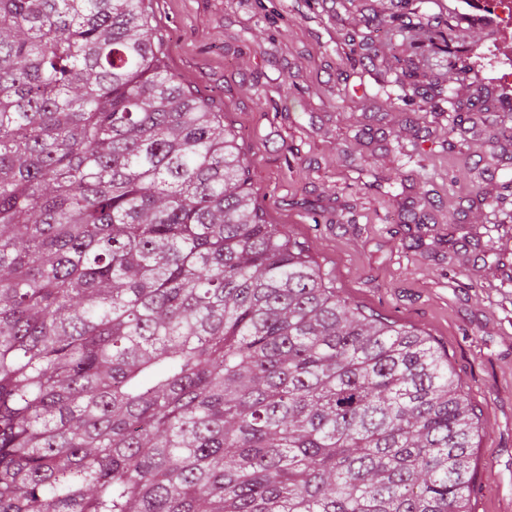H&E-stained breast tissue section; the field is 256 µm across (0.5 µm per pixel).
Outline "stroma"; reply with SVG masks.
<instances>
[{"mask_svg":"<svg viewBox=\"0 0 512 512\" xmlns=\"http://www.w3.org/2000/svg\"><path fill=\"white\" fill-rule=\"evenodd\" d=\"M463 0H148L168 70L208 98L250 163L266 223L340 295L428 337L478 421L471 512H512V87ZM454 17L453 53L390 52ZM431 224L405 223L423 198ZM474 199L467 215L459 203Z\"/></svg>","mask_w":512,"mask_h":512,"instance_id":"1","label":"stroma"}]
</instances>
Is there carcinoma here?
I'll list each match as a JSON object with an SVG mask.
<instances>
[{"label":"carcinoma","mask_w":512,"mask_h":512,"mask_svg":"<svg viewBox=\"0 0 512 512\" xmlns=\"http://www.w3.org/2000/svg\"><path fill=\"white\" fill-rule=\"evenodd\" d=\"M477 429L264 223L145 0H0V512H470Z\"/></svg>","instance_id":"carcinoma-1"}]
</instances>
